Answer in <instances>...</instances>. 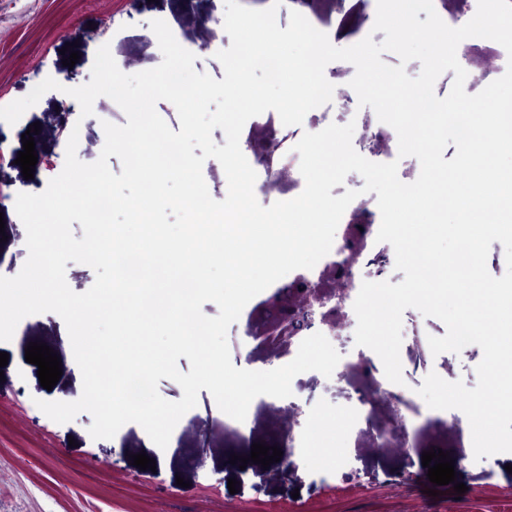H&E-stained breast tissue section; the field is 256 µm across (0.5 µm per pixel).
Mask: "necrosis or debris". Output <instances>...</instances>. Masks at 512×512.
<instances>
[{
	"instance_id": "necrosis-or-debris-1",
	"label": "necrosis or debris",
	"mask_w": 512,
	"mask_h": 512,
	"mask_svg": "<svg viewBox=\"0 0 512 512\" xmlns=\"http://www.w3.org/2000/svg\"><path fill=\"white\" fill-rule=\"evenodd\" d=\"M355 220L339 224L331 251L310 270L298 269L284 278L294 285L292 296L275 299V287H268L264 295L271 305L251 315L252 332L267 335V323L279 326L283 335L306 338L314 333L331 337L356 320L354 301L365 279L366 269H375L385 275L395 263L392 246L377 247L380 227L373 212L365 206L354 205ZM351 384L360 406H374L385 402L401 406L402 398L393 393L381 375L377 356H361L349 365Z\"/></svg>"
}]
</instances>
